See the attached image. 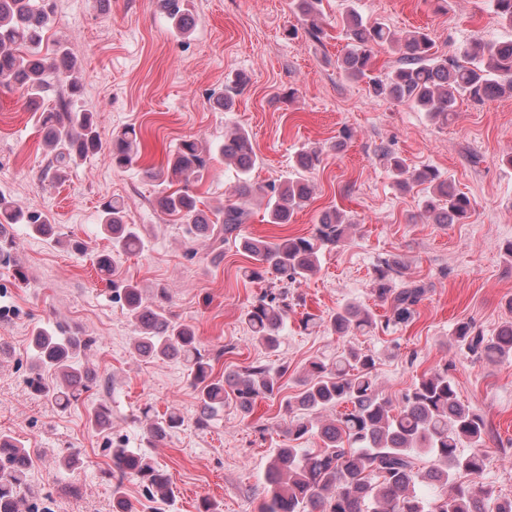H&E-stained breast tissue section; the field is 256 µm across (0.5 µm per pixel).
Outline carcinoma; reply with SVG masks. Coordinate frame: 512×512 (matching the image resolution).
<instances>
[{
	"label": "carcinoma",
	"mask_w": 512,
	"mask_h": 512,
	"mask_svg": "<svg viewBox=\"0 0 512 512\" xmlns=\"http://www.w3.org/2000/svg\"><path fill=\"white\" fill-rule=\"evenodd\" d=\"M321 0H290L292 11L308 25L307 34L315 40L325 35ZM165 18L174 31L187 34L194 18L186 0H160ZM57 8V0H0V85L20 90L28 107L39 113L38 123L48 151V164L41 178L61 181L71 166L102 150L98 121L94 112L81 105L82 86L74 75L76 61L69 49L58 44L43 51L47 26ZM499 23L512 29V0H491ZM346 51L339 59L345 76L367 84L368 93L394 103L409 104L441 123L454 116L458 99L473 101L512 95V39L495 42L475 40L458 56L438 54L435 43L423 29L399 34L383 22H370L349 5L342 14ZM387 49L398 55L397 65L373 74L375 55ZM61 89L57 103L43 108L54 88ZM219 152L224 164L235 171L231 199L210 220L199 209L188 191L162 189L156 199L161 212L177 217L200 236L208 238L215 250L229 240L253 260L246 270L250 279L267 283V288L247 305L242 320L265 349L274 351L288 324L296 302L288 297V287L300 284L318 273L321 255L339 246L352 226L342 212H324L308 236L283 238L277 242L243 235V225L251 218V205L265 203L269 224H288L307 207L312 186L308 174L321 163L323 149L306 147L297 153L296 169L279 181L258 183L252 179L260 159L248 132L236 127L224 134ZM138 154L137 132L128 126L112 136L107 158L112 167L133 164ZM212 146L195 138L182 140L164 167H147L146 178L158 185L174 179L186 183L203 180L212 159ZM381 157L390 169L397 187L407 191L423 186L421 215L434 224H462L471 217L472 199L456 190L440 172L430 166L409 170L403 161L385 148ZM26 224L43 237L52 236L48 215L25 211L0 194V229L4 225ZM101 227L112 240V249L95 256L97 269L104 275L113 271V256L142 250L141 229L126 220L123 202L112 199L101 209ZM17 241L0 232V265H16ZM396 257L380 260L375 268L372 291L390 306L391 316L377 322L366 308L346 303L327 319L329 330L340 336L366 334L377 328L389 330L408 324L423 300L427 288L416 280L394 288L391 275L400 271ZM114 297L122 302L132 322L135 352L149 360H183L198 391L204 427L211 415L230 398L245 414L259 398H273L280 392L279 375L261 362L212 378V364L202 353L195 331L176 321L160 300L148 299L132 283L112 281ZM453 343L466 355L495 360L512 355V321L505 322L495 335L487 336L469 321L455 329ZM36 352L35 376L30 388L68 407L82 392L90 389L93 378L78 364V355L93 340L60 336L49 327L33 332ZM377 356L371 350L349 347L336 360L319 356L308 361L297 379L298 395L284 404L288 420V445L276 449L264 472V496L257 512H512V498L502 499L477 484L486 462L485 437L491 428L484 415L457 396L448 368L424 375L401 397L398 405L384 398L376 377ZM54 375L49 383L42 371ZM344 407V411L336 407ZM336 411L319 426L311 419L327 410ZM92 426L112 427L111 409L100 404L91 413ZM181 425V416L170 411L156 416L147 428L153 441H160ZM317 434L320 448H296L293 442ZM469 444L463 455L460 448ZM430 454L433 464L417 465L420 451ZM33 466L28 449L0 435V512H21L22 493ZM458 472L472 477L467 485L450 480ZM112 512H132L124 491V480H137L151 500H165L171 492L167 473L145 455L120 443L112 445Z\"/></svg>",
	"instance_id": "cac0c4a2"
}]
</instances>
